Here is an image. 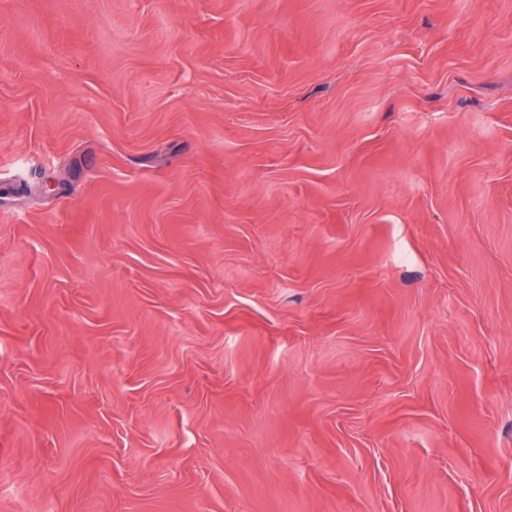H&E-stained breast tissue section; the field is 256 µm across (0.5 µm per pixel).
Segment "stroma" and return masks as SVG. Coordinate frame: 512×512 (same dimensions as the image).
Listing matches in <instances>:
<instances>
[{
  "label": "stroma",
  "mask_w": 512,
  "mask_h": 512,
  "mask_svg": "<svg viewBox=\"0 0 512 512\" xmlns=\"http://www.w3.org/2000/svg\"><path fill=\"white\" fill-rule=\"evenodd\" d=\"M0 512H512V0H0Z\"/></svg>",
  "instance_id": "35a3bbf8"
}]
</instances>
